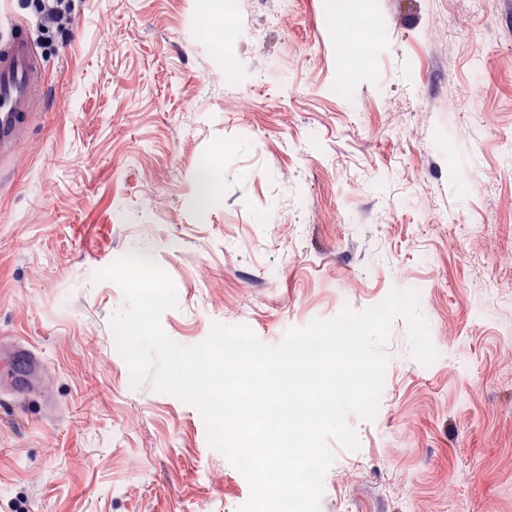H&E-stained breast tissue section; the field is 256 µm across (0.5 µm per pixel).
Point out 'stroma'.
Wrapping results in <instances>:
<instances>
[{
  "instance_id": "stroma-1",
  "label": "stroma",
  "mask_w": 512,
  "mask_h": 512,
  "mask_svg": "<svg viewBox=\"0 0 512 512\" xmlns=\"http://www.w3.org/2000/svg\"><path fill=\"white\" fill-rule=\"evenodd\" d=\"M368 70L341 69L349 7L243 0L232 47L196 37L224 0H77L25 19L49 79L0 160V338L48 393L0 395V512H238L250 487L199 409L133 387L98 271L136 252L172 278L176 342L213 324L264 343L419 294L438 353L396 318L373 421L349 416L320 512H512V0H363ZM345 81L349 95L328 87ZM208 162L216 203L198 211ZM74 0H39L41 23L51 24L63 31L70 24L75 8ZM10 357L24 364L26 370V380L32 388L40 389L45 383V372L43 359L27 346L15 347L10 353Z\"/></svg>"
}]
</instances>
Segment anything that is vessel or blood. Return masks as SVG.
I'll return each instance as SVG.
<instances>
[{"instance_id":"obj_1","label":"vessel or blood","mask_w":512,"mask_h":512,"mask_svg":"<svg viewBox=\"0 0 512 512\" xmlns=\"http://www.w3.org/2000/svg\"><path fill=\"white\" fill-rule=\"evenodd\" d=\"M44 69L26 24L17 21L0 33V157L13 151L32 116L31 106L44 86ZM32 388L45 384L42 358L31 348L15 347Z\"/></svg>"}]
</instances>
